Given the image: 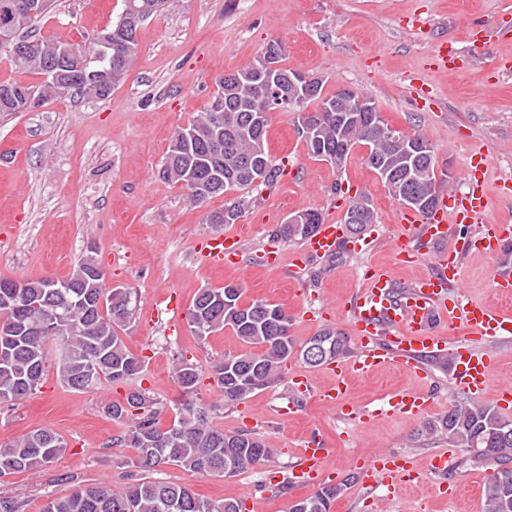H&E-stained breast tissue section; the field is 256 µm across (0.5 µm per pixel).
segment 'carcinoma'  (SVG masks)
<instances>
[{
    "label": "carcinoma",
    "instance_id": "1",
    "mask_svg": "<svg viewBox=\"0 0 512 512\" xmlns=\"http://www.w3.org/2000/svg\"><path fill=\"white\" fill-rule=\"evenodd\" d=\"M24 20L9 31L0 28V41L16 39L23 55L10 58L21 74H44V64L55 57L63 42L33 35L34 26L52 8ZM75 57L58 75L37 84L0 80V114L28 110L31 106L68 95L104 99L94 81L86 78V55L97 52L102 67L112 65L113 48L86 41L74 44ZM227 75L216 77L215 95H224V115L216 123L211 106H206L187 127L176 129L170 139L163 178L188 190L196 205L204 201L190 184L188 174L215 170L223 180L209 190L206 199L229 191L260 185L271 186L282 173L266 146L268 119L264 95L249 83L226 84ZM310 157L341 168L352 148H366L365 162L375 169L391 197L400 191L403 173V142L389 141L370 118L344 124L326 118L315 132L303 137ZM265 160L267 172L260 182L248 175V165ZM245 199L224 203V209L207 216L210 224H233L243 216ZM348 209L360 212V223L352 225L353 239L375 223L376 213L369 199L350 200ZM307 224H281L274 236L305 240L314 236L324 216L317 209L305 210ZM242 290L228 284L200 290L186 314L192 331L204 337L229 326L247 350L226 355L213 366L212 378L224 403H238L278 380L282 367L296 357L307 366H320L350 353L347 333L326 326L297 349L289 338L290 317L279 305L264 300L244 303ZM136 298L130 288L112 287L105 270L92 256L80 258L68 278H41L16 282L0 277V402L15 401L33 394L45 373L48 345H58L57 377L75 391L92 390L106 382L127 384L144 371L145 360L127 349L121 332L136 319ZM321 341L326 358L316 363L305 359L306 347ZM175 380L187 396L177 407L174 424L157 425L154 402L143 389H133L121 402H107L103 412L114 421L127 424L119 445L135 449L127 463L133 468L129 482L120 492L101 486L79 485L68 495L47 500L40 512H246L242 500H210L188 486L152 478L157 468L173 465L194 473L231 477L251 471L268 460L273 449L266 447L250 430L227 434L213 424L214 406L197 398L203 379L199 366L181 358L174 365ZM421 437H443L454 446L472 448L480 443L483 460L491 469L483 489V512H512V418L496 407L455 396L448 410L422 422ZM67 444L56 432L38 428L10 444L0 445V478L31 471L64 454ZM347 483L329 484L315 494L297 500L292 512H330L331 504Z\"/></svg>",
    "mask_w": 512,
    "mask_h": 512
}]
</instances>
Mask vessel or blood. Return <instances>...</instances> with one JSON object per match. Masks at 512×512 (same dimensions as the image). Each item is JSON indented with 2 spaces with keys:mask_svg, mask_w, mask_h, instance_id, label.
<instances>
[{
  "mask_svg": "<svg viewBox=\"0 0 512 512\" xmlns=\"http://www.w3.org/2000/svg\"><path fill=\"white\" fill-rule=\"evenodd\" d=\"M488 165L486 154L470 153L464 169V179L470 186L468 193L441 194L430 218L414 213L404 215V223L412 225L418 235L399 239L393 247L394 259L403 265L413 264L420 259L421 246L442 243V250L433 257L432 273L402 287L386 274L366 267L364 286L349 305L358 349L351 360L332 367L335 383L322 395L326 405L339 404L347 387V377L352 373L365 374L393 366L419 378H428L427 359L442 355L446 347L435 329L439 322L452 329H464L466 335L473 338L471 344L459 347L455 353L454 387L475 398L489 390L493 363L485 346L512 339V316L504 315L489 304L469 302L462 290L463 256L477 252L495 257L501 244L512 239L511 224H499L487 216L488 189L484 171ZM457 224H476L480 231L462 241L453 235ZM342 236L341 225H321L317 234L307 240L303 251L316 257H331ZM204 248L208 257L219 265L234 264L240 255L238 238L229 234L209 239ZM429 407L428 398L417 392L395 395L383 405L385 412L408 418L423 415ZM324 456L325 450L319 442H307L302 463L309 479L318 478ZM419 476L411 460L382 456L367 466L363 482L389 492Z\"/></svg>",
  "mask_w": 512,
  "mask_h": 512,
  "instance_id": "vessel-or-blood-1",
  "label": "vessel or blood"
}]
</instances>
